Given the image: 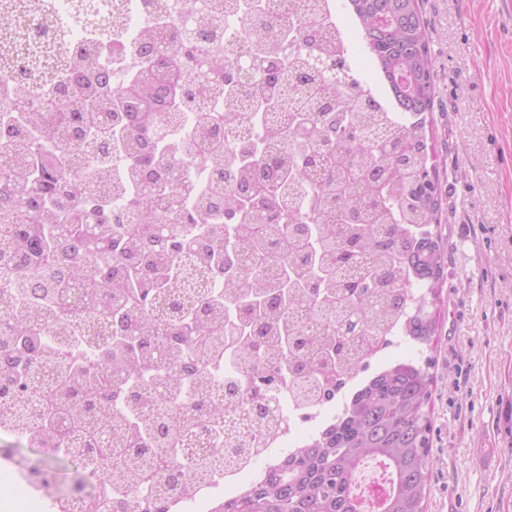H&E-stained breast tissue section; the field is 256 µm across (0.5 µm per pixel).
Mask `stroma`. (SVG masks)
Here are the masks:
<instances>
[{
  "label": "stroma",
  "instance_id": "1",
  "mask_svg": "<svg viewBox=\"0 0 512 512\" xmlns=\"http://www.w3.org/2000/svg\"><path fill=\"white\" fill-rule=\"evenodd\" d=\"M434 61L430 161L443 186L445 270L429 310L433 347L394 341L386 357L432 358L426 512H512V0H422ZM495 449L486 468L474 449ZM38 448L0 453L10 512H46L25 481Z\"/></svg>",
  "mask_w": 512,
  "mask_h": 512
}]
</instances>
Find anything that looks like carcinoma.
Segmentation results:
<instances>
[{"mask_svg": "<svg viewBox=\"0 0 512 512\" xmlns=\"http://www.w3.org/2000/svg\"><path fill=\"white\" fill-rule=\"evenodd\" d=\"M376 72L399 108L419 117L433 108L434 62L419 0H349ZM258 0H220L197 40L174 31L141 51L143 73L114 86L110 73L84 68L80 46L65 80L28 112L0 111V151L27 157L26 169L0 167V202L13 224L0 226L9 250L0 260L28 274L61 269L55 289L26 312L0 315V402L15 426L43 445L76 444L101 462L98 435L133 436L119 456L124 490L116 512H168L167 495L189 475L237 464L255 436L280 424L262 402L280 376L302 406L330 399L352 371L365 370L359 338L378 336L409 312L407 337L431 347L437 319L428 296L443 278L437 220L442 188L429 169L424 122L415 129L383 122L378 102L360 89L322 29L305 16L277 22ZM254 13L250 48L232 65L211 43L224 21ZM309 53L288 62L282 45ZM246 70L252 80L238 73ZM224 94V112L197 103V82ZM298 93L283 103L281 92ZM247 96L250 112L238 109ZM189 117L209 127L208 141L185 138L169 157L153 127ZM373 129L376 136H356ZM118 156L112 195L137 212L114 224L112 202L93 195L105 160ZM211 167L210 191L198 193L187 161ZM250 250L242 264L241 244ZM275 263L280 275L265 277ZM411 267L426 286L414 304ZM95 321L112 343L85 363L56 362L70 383L63 409L75 420L56 429L58 408L38 426L16 406L40 391L29 372L52 355L51 336L81 335ZM223 329L224 398L206 361ZM431 357L377 370L333 425L282 456L214 512H363L357 475L369 461L388 472L381 512H424L430 472L426 410ZM161 374L152 412L139 406L143 382ZM247 429L225 426L224 401ZM204 433L219 444L192 463L172 445Z\"/></svg>", "mask_w": 512, "mask_h": 512, "instance_id": "carcinoma-1", "label": "carcinoma"}]
</instances>
